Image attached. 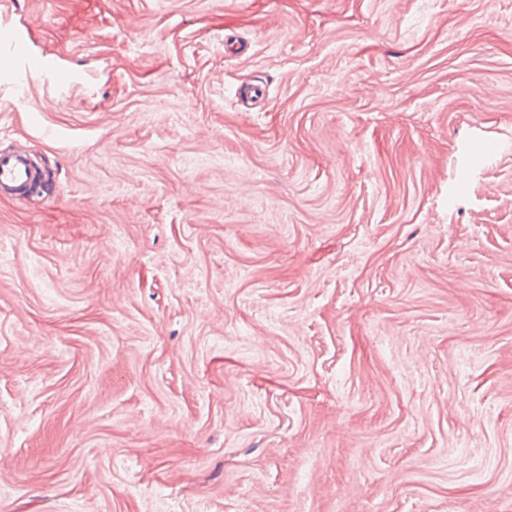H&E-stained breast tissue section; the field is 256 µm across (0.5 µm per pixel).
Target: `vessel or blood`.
Returning a JSON list of instances; mask_svg holds the SVG:
<instances>
[{
  "instance_id": "obj_1",
  "label": "vessel or blood",
  "mask_w": 512,
  "mask_h": 512,
  "mask_svg": "<svg viewBox=\"0 0 512 512\" xmlns=\"http://www.w3.org/2000/svg\"><path fill=\"white\" fill-rule=\"evenodd\" d=\"M33 81L44 79L54 86H72V72L50 68L41 57L31 53L28 39L22 29H11L0 38V80L12 82L18 78ZM34 176L29 158L22 153L0 150V192L19 194Z\"/></svg>"
}]
</instances>
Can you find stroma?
<instances>
[{"label": "stroma", "mask_w": 512, "mask_h": 512, "mask_svg": "<svg viewBox=\"0 0 512 512\" xmlns=\"http://www.w3.org/2000/svg\"><path fill=\"white\" fill-rule=\"evenodd\" d=\"M24 25L78 83L0 82V512H512V0ZM29 158L22 153L0 150V192L24 196L21 188L33 179Z\"/></svg>", "instance_id": "1"}]
</instances>
